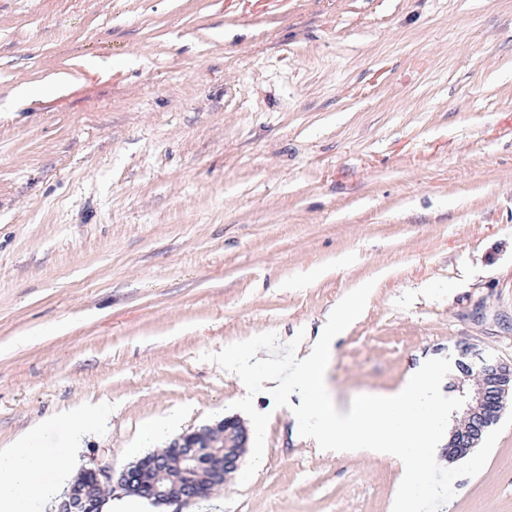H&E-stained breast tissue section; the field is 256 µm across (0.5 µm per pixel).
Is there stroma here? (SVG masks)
Returning <instances> with one entry per match:
<instances>
[{
  "label": "stroma",
  "mask_w": 512,
  "mask_h": 512,
  "mask_svg": "<svg viewBox=\"0 0 512 512\" xmlns=\"http://www.w3.org/2000/svg\"><path fill=\"white\" fill-rule=\"evenodd\" d=\"M370 280L339 406L462 342L512 361V0H0V448L104 401L79 466L121 470L171 411L234 414L202 354L306 352ZM252 406L223 512H391L396 464ZM453 487L440 512H512V428Z\"/></svg>",
  "instance_id": "stroma-1"
}]
</instances>
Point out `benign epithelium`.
<instances>
[{"label": "benign epithelium", "mask_w": 512, "mask_h": 512, "mask_svg": "<svg viewBox=\"0 0 512 512\" xmlns=\"http://www.w3.org/2000/svg\"><path fill=\"white\" fill-rule=\"evenodd\" d=\"M454 387L465 398L463 423L449 433L446 457L454 461L473 453L487 430L498 422L512 398V361L482 357L467 343L459 345ZM476 376L477 387H466ZM221 437L204 440L200 432H186L162 453L147 454L114 474L109 468L82 471L60 502L58 512H102L107 486L159 504H186L206 497L224 484L241 465L246 448L245 429L233 417L214 426Z\"/></svg>", "instance_id": "1"}]
</instances>
